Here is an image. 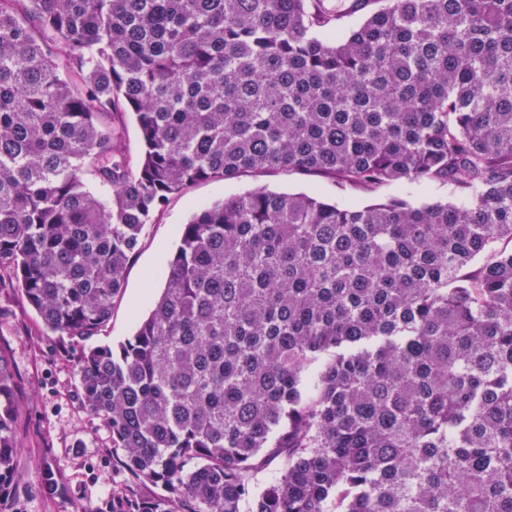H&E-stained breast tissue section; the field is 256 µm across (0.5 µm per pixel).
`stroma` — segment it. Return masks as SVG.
Returning <instances> with one entry per match:
<instances>
[{
    "label": "stroma",
    "mask_w": 512,
    "mask_h": 512,
    "mask_svg": "<svg viewBox=\"0 0 512 512\" xmlns=\"http://www.w3.org/2000/svg\"><path fill=\"white\" fill-rule=\"evenodd\" d=\"M291 193H314L339 205L364 206L400 197L418 206L452 200L449 186L430 183L376 192L341 190L296 171L204 181L172 196L155 213L128 265L121 296L98 335L90 338L46 332L16 289L0 293V350L11 358L18 384L21 422L13 489L0 512H107L113 494L123 491L128 475L112 454L108 429L92 419L78 395L77 362L83 350L118 346L130 338L138 317L148 313L165 284L163 265L178 244L181 224L206 202L257 186Z\"/></svg>",
    "instance_id": "1"
}]
</instances>
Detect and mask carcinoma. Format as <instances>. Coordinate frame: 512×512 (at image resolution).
I'll use <instances>...</instances> for the list:
<instances>
[{
    "label": "carcinoma",
    "instance_id": "obj_1",
    "mask_svg": "<svg viewBox=\"0 0 512 512\" xmlns=\"http://www.w3.org/2000/svg\"><path fill=\"white\" fill-rule=\"evenodd\" d=\"M283 169L462 203L192 214L134 335L77 363L164 491L111 512H512V0H0V289L50 333L106 326L170 196ZM16 392L0 351V496Z\"/></svg>",
    "mask_w": 512,
    "mask_h": 512
}]
</instances>
